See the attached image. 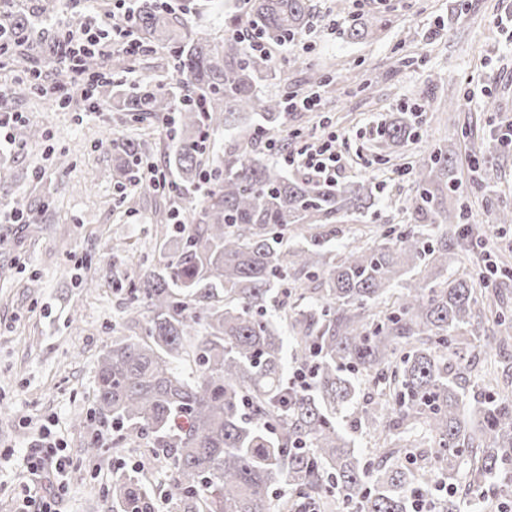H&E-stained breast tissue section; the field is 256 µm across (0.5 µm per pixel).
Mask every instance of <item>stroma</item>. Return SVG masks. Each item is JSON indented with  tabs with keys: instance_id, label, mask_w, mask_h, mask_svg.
<instances>
[{
	"instance_id": "1",
	"label": "stroma",
	"mask_w": 512,
	"mask_h": 512,
	"mask_svg": "<svg viewBox=\"0 0 512 512\" xmlns=\"http://www.w3.org/2000/svg\"><path fill=\"white\" fill-rule=\"evenodd\" d=\"M311 30L285 47L267 53L282 67L279 79L264 90H311L306 71L286 67L296 55L322 68L321 109L290 112L276 136L311 134L330 126L341 138L346 159L340 181L372 180L378 203L372 214L343 226L332 246L343 249L354 233L381 230L408 221L406 206L415 192L408 170L417 157L442 144H455V176L471 179L473 147H481L492 178L471 191L466 205L469 226L487 242L470 247L457 240L465 266H512V224L494 223V213L512 206V149L498 144L495 130L512 120V0H314ZM387 28L376 37L353 40L350 27L369 16ZM372 75V90L361 91L359 78ZM495 98L497 111L486 108ZM456 111H442L448 100ZM6 109L39 125L44 136L22 152H0L26 216L46 210L47 225L31 235L12 225V243L0 250V263L12 264L0 278V512H13L16 492L26 479L22 458L39 428L54 423L70 460L60 512H112V469L117 458L148 461L152 451L134 439L112 446L111 423L97 432L75 429L77 418L94 410L96 364L113 337L130 335L129 295L116 289L139 263L162 266L165 253L155 240L151 217L169 209L171 196L142 193L136 212L126 211L112 179L113 138L129 134L130 115L62 109L49 99L9 101ZM405 117L413 134L390 155H381L379 128ZM121 238L133 247L127 258L111 256L108 246ZM92 262L100 288L87 292L80 283L83 265ZM468 365L462 385L480 382L490 361L501 368L497 394L512 395V346L502 354L478 341L466 347ZM97 445L96 456L84 450Z\"/></svg>"
}]
</instances>
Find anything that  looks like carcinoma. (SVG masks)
Segmentation results:
<instances>
[{
	"mask_svg": "<svg viewBox=\"0 0 512 512\" xmlns=\"http://www.w3.org/2000/svg\"><path fill=\"white\" fill-rule=\"evenodd\" d=\"M248 2L246 13L224 17V38L215 42L168 0H133L132 37L168 49L176 87L150 78L114 82L112 111L150 126L179 113L178 138L164 154L178 178L182 222L157 217L167 260L134 272L129 285V312L146 311L144 336H118L100 355L94 414L77 426L112 421L118 448L133 435L148 439L165 461L164 498L178 512H414L417 493L432 497L435 512H461L460 492L489 486L512 494V481L504 482L512 471V397L459 382L468 337H482L489 350L507 344L512 315L485 330L474 273L465 267L448 276L458 261V224L468 219L465 203L451 198L452 148L414 163L410 224L373 243L354 237L341 252L328 243L337 225L374 207L371 180L290 179L258 155L251 137L213 158V188L193 203L210 138L243 119L268 133L288 110V96L261 90L276 78L272 59L245 43H290L306 30L313 5ZM0 9L10 19L4 67L28 71L36 49L56 65L45 29L58 0H34L26 13L6 0ZM385 27L372 17L349 37ZM131 64L112 55L84 59L85 70L117 76ZM36 89L22 80L0 90L9 100ZM410 136L402 118L382 133L389 148ZM157 147L148 133L112 140L118 187ZM272 304L288 321L293 362L312 374L304 388L283 382L285 343ZM357 373L385 411L378 424L369 408L356 420L372 428L380 450L372 460L338 422L355 403ZM398 446L427 449L428 462L414 472L391 462ZM441 485L450 493L435 494ZM112 504L116 512H157L141 468L115 466Z\"/></svg>",
	"mask_w": 512,
	"mask_h": 512,
	"instance_id": "carcinoma-1",
	"label": "carcinoma"
}]
</instances>
